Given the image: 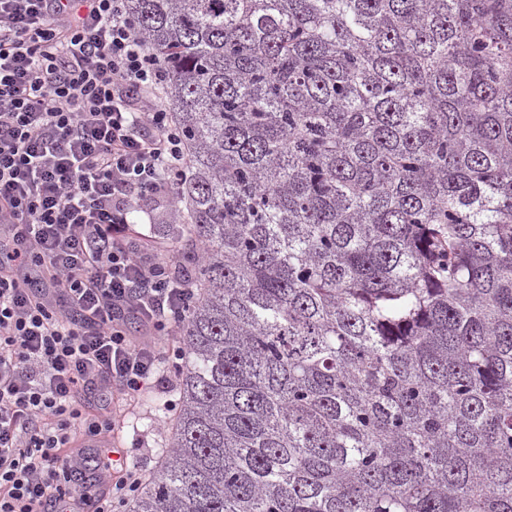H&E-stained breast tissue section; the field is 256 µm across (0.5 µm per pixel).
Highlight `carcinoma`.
<instances>
[{
    "instance_id": "1",
    "label": "carcinoma",
    "mask_w": 512,
    "mask_h": 512,
    "mask_svg": "<svg viewBox=\"0 0 512 512\" xmlns=\"http://www.w3.org/2000/svg\"><path fill=\"white\" fill-rule=\"evenodd\" d=\"M196 288L129 512H512V0H129Z\"/></svg>"
}]
</instances>
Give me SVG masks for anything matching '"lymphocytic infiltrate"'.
I'll use <instances>...</instances> for the list:
<instances>
[{
    "label": "lymphocytic infiltrate",
    "instance_id": "lymphocytic-infiltrate-1",
    "mask_svg": "<svg viewBox=\"0 0 512 512\" xmlns=\"http://www.w3.org/2000/svg\"><path fill=\"white\" fill-rule=\"evenodd\" d=\"M165 80L126 0H0V512H111L142 484L126 470L94 502L85 442L111 432L113 389L137 395L183 355L156 339L193 290L129 233L132 212L175 205L187 165Z\"/></svg>",
    "mask_w": 512,
    "mask_h": 512
}]
</instances>
